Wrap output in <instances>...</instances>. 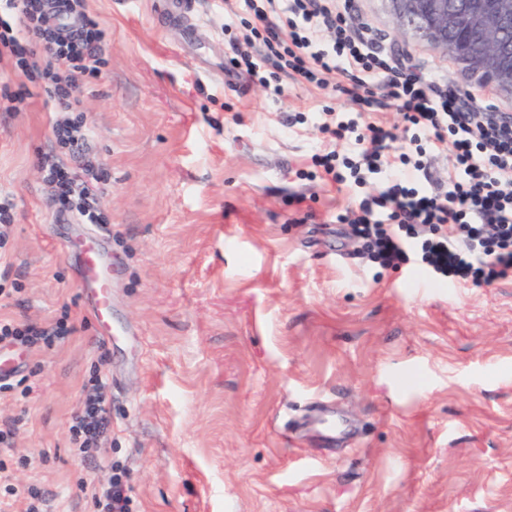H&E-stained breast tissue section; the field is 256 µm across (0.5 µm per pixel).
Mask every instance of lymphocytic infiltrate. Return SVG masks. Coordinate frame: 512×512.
Instances as JSON below:
<instances>
[{"label": "lymphocytic infiltrate", "instance_id": "f902f5d3", "mask_svg": "<svg viewBox=\"0 0 512 512\" xmlns=\"http://www.w3.org/2000/svg\"><path fill=\"white\" fill-rule=\"evenodd\" d=\"M353 0H244L252 20L241 34L230 73H244L270 95L291 78L349 97L358 113L331 114L320 126L336 143L366 142L355 156L338 151L316 156L325 177L363 185L381 175L376 193L351 214L338 215L374 259L395 268L419 257L438 276L489 286L512 278V115L481 105L469 93L426 77L409 53L395 51L369 23L355 22ZM13 16L0 17V55L22 74L37 72L58 117L55 137L72 155L82 154L89 131L75 119L82 91L104 65L106 32L84 10V0H12ZM392 109L416 145L415 155L392 152L393 130L361 123L363 112ZM451 147L448 188L419 182L425 156ZM102 169L92 163L49 169L52 198L60 212L100 223L97 186ZM64 322L0 318V344L27 349L52 346L67 334ZM112 429V399L105 381L89 390L76 412L71 444L78 454L105 457ZM96 512H129L120 474L109 481H80Z\"/></svg>", "mask_w": 512, "mask_h": 512}]
</instances>
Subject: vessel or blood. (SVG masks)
Here are the masks:
<instances>
[{
    "instance_id": "1",
    "label": "vessel or blood",
    "mask_w": 512,
    "mask_h": 512,
    "mask_svg": "<svg viewBox=\"0 0 512 512\" xmlns=\"http://www.w3.org/2000/svg\"><path fill=\"white\" fill-rule=\"evenodd\" d=\"M63 251L77 250L76 279L81 287V297L104 334L112 332V280L115 269L109 241L105 236H93L80 244L62 242Z\"/></svg>"
}]
</instances>
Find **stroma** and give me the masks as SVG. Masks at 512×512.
Instances as JSON below:
<instances>
[{"label": "stroma", "instance_id": "obj_1", "mask_svg": "<svg viewBox=\"0 0 512 512\" xmlns=\"http://www.w3.org/2000/svg\"><path fill=\"white\" fill-rule=\"evenodd\" d=\"M164 2L85 0L108 35L83 119L119 263L111 343L57 248L84 227L51 205L48 168L67 153L56 115L35 86L20 111L0 110V191L15 204L0 273L21 287L0 312L71 328L23 351L32 398L0 392V423L20 422L0 458L29 459L12 484L54 512H90L78 477L114 470L130 512H512V280L477 288L370 261L336 216L379 179L312 174L329 148L322 109L352 102L291 80L275 98L229 75L215 0H197L191 31L161 18ZM355 3L429 75L512 113V96L398 32L386 0ZM99 379L107 462L70 448ZM320 402L349 435L310 423Z\"/></svg>", "mask_w": 512, "mask_h": 512}]
</instances>
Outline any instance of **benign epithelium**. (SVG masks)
<instances>
[{
	"label": "benign epithelium",
	"mask_w": 512,
	"mask_h": 512,
	"mask_svg": "<svg viewBox=\"0 0 512 512\" xmlns=\"http://www.w3.org/2000/svg\"><path fill=\"white\" fill-rule=\"evenodd\" d=\"M397 29L436 53L482 74L483 84L512 94V0H389ZM483 48L469 57L463 40Z\"/></svg>",
	"instance_id": "7a95c632"
}]
</instances>
